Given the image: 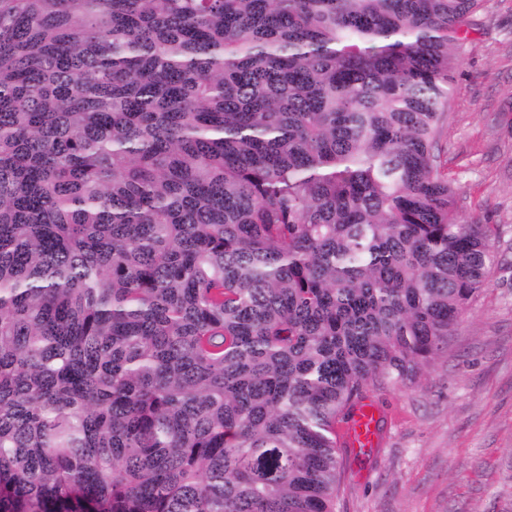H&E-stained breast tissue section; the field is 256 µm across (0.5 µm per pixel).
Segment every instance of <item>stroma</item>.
Returning <instances> with one entry per match:
<instances>
[{
  "label": "stroma",
  "instance_id": "obj_1",
  "mask_svg": "<svg viewBox=\"0 0 512 512\" xmlns=\"http://www.w3.org/2000/svg\"><path fill=\"white\" fill-rule=\"evenodd\" d=\"M452 76L443 145L462 220L498 263L415 382L371 383L369 455L340 450L336 512H512V0H481Z\"/></svg>",
  "mask_w": 512,
  "mask_h": 512
}]
</instances>
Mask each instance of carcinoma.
Listing matches in <instances>:
<instances>
[{"label": "carcinoma", "instance_id": "1", "mask_svg": "<svg viewBox=\"0 0 512 512\" xmlns=\"http://www.w3.org/2000/svg\"><path fill=\"white\" fill-rule=\"evenodd\" d=\"M479 2L0 0V512H336L495 262L440 147Z\"/></svg>", "mask_w": 512, "mask_h": 512}]
</instances>
